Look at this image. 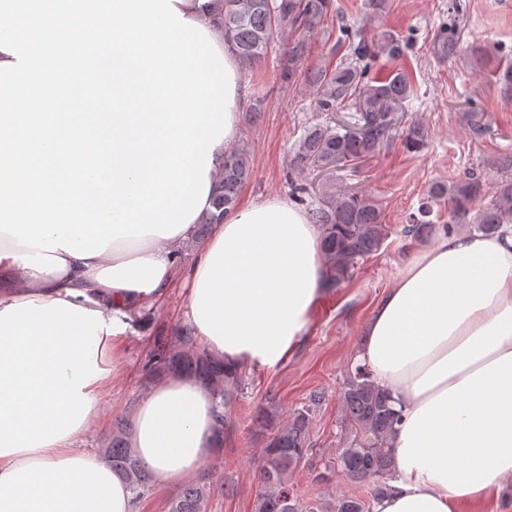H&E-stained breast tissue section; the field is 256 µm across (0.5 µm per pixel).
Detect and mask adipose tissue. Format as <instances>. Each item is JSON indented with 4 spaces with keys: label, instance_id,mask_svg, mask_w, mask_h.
I'll return each instance as SVG.
<instances>
[{
    "label": "adipose tissue",
    "instance_id": "adipose-tissue-1",
    "mask_svg": "<svg viewBox=\"0 0 512 512\" xmlns=\"http://www.w3.org/2000/svg\"><path fill=\"white\" fill-rule=\"evenodd\" d=\"M192 228L123 237L76 258L0 233V512H138L128 482L81 434L102 421L131 314L173 288ZM320 231L271 197L212 225L186 276L188 324L237 368L302 344L326 290ZM357 360L395 400L397 477L375 512H480L512 478V225L440 236L404 263ZM160 486L194 478L218 446L213 394L164 377L127 425Z\"/></svg>",
    "mask_w": 512,
    "mask_h": 512
}]
</instances>
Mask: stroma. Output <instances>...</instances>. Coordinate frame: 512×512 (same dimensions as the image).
Wrapping results in <instances>:
<instances>
[{"instance_id": "stroma-1", "label": "stroma", "mask_w": 512, "mask_h": 512, "mask_svg": "<svg viewBox=\"0 0 512 512\" xmlns=\"http://www.w3.org/2000/svg\"><path fill=\"white\" fill-rule=\"evenodd\" d=\"M448 2L334 0L324 30L308 40L301 61L294 65L302 75L324 63L340 62L333 47L345 27L370 33L383 29L409 39L411 47L403 60L380 55L372 64L376 74L405 69L412 82V97L403 111L393 115L389 144L377 156L344 169L314 171L305 178L315 199L342 189L370 194L383 209L389 233L380 250L358 261L351 280L326 295L302 346L291 357L272 368L242 369L224 444L202 465L211 475L208 512H253L262 454L272 430L302 409L310 414L313 448L309 462L292 475L300 500L328 512L338 496L371 497L373 481H353L338 465L339 452L354 437L340 395L357 364L361 330L375 301L422 245L406 236V218L432 183L451 184L475 171L492 187L512 175V167L505 163L512 156V92L496 81L486 62L490 55L512 57V0H463L465 8L459 13L449 11ZM445 29L455 30L459 37L457 52L450 58L434 51ZM287 65L288 41L279 38L267 58L243 76L245 102L256 97L264 101L263 112L240 114L239 138L248 143L253 159V175L239 197L243 203L290 199L287 173L294 144L305 125L328 117L315 111L310 92L282 81ZM328 118L351 126L359 114L349 106ZM415 124L428 131L427 145L418 153L407 151L403 144L408 127ZM186 309L187 291L181 284L141 309L122 351L121 376L102 399V423L79 437L80 447L99 452L111 443L115 424L127 420L153 383L143 363L155 337L185 327ZM317 392L323 398L311 404ZM259 405L269 415V427L252 421Z\"/></svg>"}]
</instances>
